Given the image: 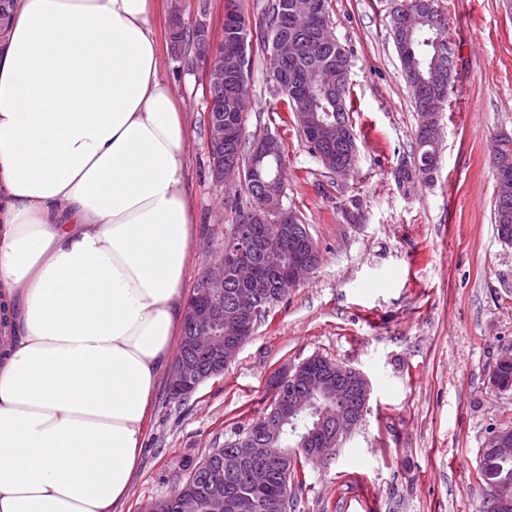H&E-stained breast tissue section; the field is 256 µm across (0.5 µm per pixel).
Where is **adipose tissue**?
<instances>
[{
    "label": "adipose tissue",
    "mask_w": 512,
    "mask_h": 512,
    "mask_svg": "<svg viewBox=\"0 0 512 512\" xmlns=\"http://www.w3.org/2000/svg\"><path fill=\"white\" fill-rule=\"evenodd\" d=\"M153 0L0 27V512H114L182 330L195 222Z\"/></svg>",
    "instance_id": "1"
}]
</instances>
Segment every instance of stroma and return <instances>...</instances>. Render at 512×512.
I'll list each match as a JSON object with an SVG mask.
<instances>
[{
	"mask_svg": "<svg viewBox=\"0 0 512 512\" xmlns=\"http://www.w3.org/2000/svg\"><path fill=\"white\" fill-rule=\"evenodd\" d=\"M456 71L440 120L432 181L399 185L416 163L421 122L389 34L390 0H330L331 29L351 60L357 162L330 173L294 123L274 112L267 58L253 51L244 135L269 134L285 153L286 207L320 250L312 279L290 291L218 377L179 402L158 383L145 444L118 512L169 495L184 469L245 432L271 402L282 366L320 356L364 373L370 397L331 459L308 465L295 512H483L479 450L512 426V389L492 373L512 354V244L493 220L499 133H512V0H437ZM225 0H156L160 74L186 126V184L195 211L185 295L221 256L247 194L216 184L204 130L202 67L174 54L173 10L185 26L224 34Z\"/></svg>",
	"mask_w": 512,
	"mask_h": 512,
	"instance_id": "35a3bbf8",
	"label": "stroma"
}]
</instances>
